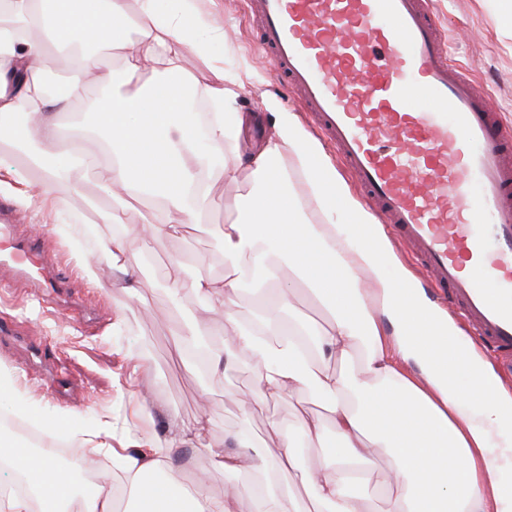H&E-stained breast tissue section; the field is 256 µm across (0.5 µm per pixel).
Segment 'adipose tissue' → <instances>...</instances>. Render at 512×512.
<instances>
[{"instance_id":"adipose-tissue-1","label":"adipose tissue","mask_w":512,"mask_h":512,"mask_svg":"<svg viewBox=\"0 0 512 512\" xmlns=\"http://www.w3.org/2000/svg\"><path fill=\"white\" fill-rule=\"evenodd\" d=\"M0 1L7 14L0 20V139L40 146L45 179L31 205L61 210L54 186L80 178L89 165L84 143L93 136L109 154L97 168L112 199L104 223H123L133 195L161 202L143 236L197 223L209 194L188 195L204 159L183 97V61L222 57L223 26L201 33L196 0H140L135 18L128 0ZM87 34L98 38L99 52L80 55L66 93L50 94L38 59ZM133 39L158 67L139 86L132 83L137 64L100 71L102 53L124 54ZM97 73L112 94L94 104L95 134L62 132L57 113L85 107L83 91ZM204 95L211 140L227 150L214 161L243 192L235 220L218 236L223 281L200 274L183 286L204 306H223L237 348L263 370L262 397L312 389L326 401L332 426L304 422L310 455L280 429L283 451L271 460L252 451L245 435H233L234 450L215 456L214 469L236 477L220 495L209 491L214 469L200 470L190 486L169 475L174 445L204 446L205 412L172 437L126 448L113 447L106 424L78 436V451L94 469L82 492L49 457L4 441L0 460L27 490L1 494L0 512H378L373 496L350 495L357 470L384 491L385 512H512V397L497 375L475 353L449 355L456 326L399 267L382 228L294 113H277L273 134L245 155L251 118L239 111L233 82L215 71ZM292 160L304 175L300 193L288 175ZM286 262L326 310L323 323H310L289 303L257 317L238 313L254 272L262 274L256 291L264 295ZM379 448L389 457L381 468L374 464Z\"/></svg>"}]
</instances>
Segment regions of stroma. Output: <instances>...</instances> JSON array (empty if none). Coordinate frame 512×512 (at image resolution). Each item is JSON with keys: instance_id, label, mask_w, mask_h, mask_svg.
Listing matches in <instances>:
<instances>
[{"instance_id": "obj_1", "label": "stroma", "mask_w": 512, "mask_h": 512, "mask_svg": "<svg viewBox=\"0 0 512 512\" xmlns=\"http://www.w3.org/2000/svg\"><path fill=\"white\" fill-rule=\"evenodd\" d=\"M431 6L447 32L451 57L489 96L505 131L512 133V28L499 21L495 0H431ZM203 8L208 22L224 25L230 33L224 74L244 86L240 109L252 115L245 143L272 134L273 101L281 110L297 113L305 130H312L289 87L271 77L245 0H204ZM37 151L36 144L23 141L0 153V164L15 172L17 189L36 191L43 179V169L31 161ZM207 184L212 198L200 223L153 238H141L138 223L154 209V201L129 200L121 235L128 252L140 256L135 267L140 288L133 298L113 287L109 260H102L95 277L87 278L70 239L59 229L65 222L95 225L96 236L86 245L92 252L112 239V225L99 220L110 203L94 177L78 185L57 184V195L67 203L64 216L36 211L16 196V189L0 188V204L26 217L18 226L20 235L51 250L65 277L67 300L91 306L83 317L63 320L23 289L0 302V319L12 322L7 337H0V395L52 419V436L69 438L74 427L105 421L119 443L164 438L173 427L192 426L202 408H209L207 450L184 447L172 456L171 475L187 486L200 468L212 466L211 450L223 449L233 433H248L255 451L272 458L281 451L278 427L293 423L300 413L327 417L321 401L307 392L241 406L240 398L260 392V368L250 355L236 353L233 340L222 331L221 315L203 312L194 295L177 289V282L198 274L224 277L216 232L235 220L237 192L225 187L219 166L210 168ZM274 293L306 319L324 320L322 307L295 271L284 270ZM192 320L211 323L210 348L235 352L223 371L202 370L187 359L175 334ZM52 376L63 379V386L48 387Z\"/></svg>"}]
</instances>
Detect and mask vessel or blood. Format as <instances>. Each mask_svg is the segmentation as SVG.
<instances>
[{
    "instance_id": "obj_1",
    "label": "vessel or blood",
    "mask_w": 512,
    "mask_h": 512,
    "mask_svg": "<svg viewBox=\"0 0 512 512\" xmlns=\"http://www.w3.org/2000/svg\"><path fill=\"white\" fill-rule=\"evenodd\" d=\"M294 91L436 293L512 371V153L486 94L450 62L429 0H246ZM42 250L0 255V291L51 296Z\"/></svg>"
}]
</instances>
